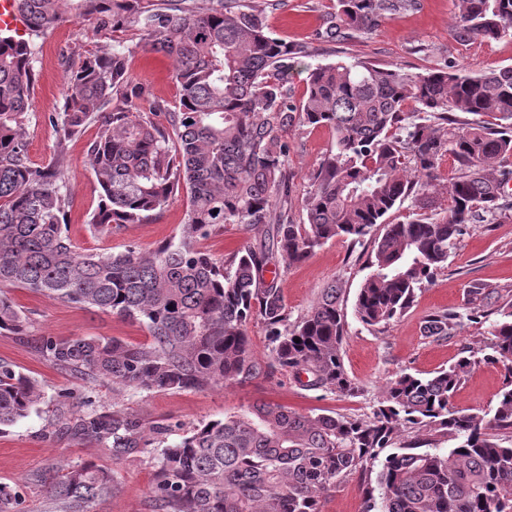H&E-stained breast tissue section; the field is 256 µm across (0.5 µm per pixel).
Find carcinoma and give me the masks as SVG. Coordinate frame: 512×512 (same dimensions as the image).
<instances>
[{
	"instance_id": "obj_1",
	"label": "carcinoma",
	"mask_w": 512,
	"mask_h": 512,
	"mask_svg": "<svg viewBox=\"0 0 512 512\" xmlns=\"http://www.w3.org/2000/svg\"><path fill=\"white\" fill-rule=\"evenodd\" d=\"M27 37L0 34V286L21 288L143 324L150 342L43 336L37 351L52 366L129 392L204 390L305 373L306 386L355 395L342 347L343 288L334 283L292 322L278 285L276 258L306 261L326 242L373 243L355 301L357 319L387 328L418 291L447 267L470 225L507 217L512 202V67L412 72L402 66L339 61L309 71L299 103L288 69L310 56L265 30L260 14L216 0L198 12L190 0H14ZM419 0H336L320 38L341 41L382 19L416 9ZM453 28L467 39L512 33V0H456ZM90 21L96 34L131 23L143 48L173 62L180 86L171 111L133 83L130 48L90 53L70 68L63 103L49 123L67 139L103 118L88 156L101 188L89 223L112 232L139 224L185 191L179 236L143 254L81 253L65 230L70 192L54 164L37 167L26 152L36 39L65 17ZM485 117L462 122L457 113ZM325 126L334 140L310 176L308 223L288 207L293 176L284 134L295 122ZM452 160L439 192L443 159ZM416 211L392 224L406 202ZM226 224L260 234L224 260L199 242ZM272 273L266 277V273ZM464 313L427 316L424 336L444 341L466 319L486 317L480 283ZM265 326L270 357L257 360L247 325ZM27 318L0 296V334L22 336ZM300 342H294V339ZM488 352L472 353L427 375L402 372L384 387L372 417L299 413L271 402L193 427L162 447L152 512H321L323 495L352 475L364 478L362 512H512V310L501 313ZM504 369L494 407L479 416L453 405L464 377L480 362ZM58 428L107 441L122 458L168 428L148 431L135 417L93 408L63 411ZM37 381L0 360V428L41 402ZM455 445L444 447L443 442ZM375 478H370V475ZM55 512H91L112 492L114 476L92 461L63 463L39 477ZM18 491L0 484V512H21Z\"/></svg>"
}]
</instances>
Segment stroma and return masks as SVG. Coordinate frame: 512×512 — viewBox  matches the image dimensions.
Segmentation results:
<instances>
[{"label":"stroma","instance_id":"obj_1","mask_svg":"<svg viewBox=\"0 0 512 512\" xmlns=\"http://www.w3.org/2000/svg\"><path fill=\"white\" fill-rule=\"evenodd\" d=\"M261 13L269 31L289 42L308 43L309 58L288 74L293 101L306 90L309 68L336 61H369L379 65L398 64L414 72L460 65L472 72L512 66V36L497 41H463L453 31L455 0H420L417 10L379 22L371 32L355 38L326 42L317 33L334 9L332 0H244ZM141 36L132 25L113 37L94 35L89 22L76 19L57 25L37 41L35 116L26 128L24 141L30 160L39 166L63 155V175L72 203L67 212V232L82 250L121 251L134 247L148 254L174 236L186 220V195L173 196L161 210L140 224H129L107 233L92 227L89 217L96 209L100 186L87 156V147L98 126L90 124L83 133L62 139L47 120L58 111L71 63L80 54L102 53L113 41L124 42L133 52L127 71L133 82L147 88L168 109L179 104V86L166 56L137 49ZM290 147L288 168L293 175L291 212L295 223L306 221L304 200L310 189L308 176L329 150L333 133L323 126L293 124L286 133ZM370 242L358 245L332 240L316 249L305 262H280L281 288L290 318L303 316L317 301L322 288L334 281L343 284L347 314V336L343 362L348 375L360 387L354 396L341 397L299 384L291 374L279 371L269 379L245 385L185 391H152L117 395L109 384L88 382L58 370L38 353L36 344L44 335L59 339L75 336L118 338L132 344L148 340L144 326L107 312L90 311L19 288L7 289L28 319L24 337L0 335V359L35 379L44 398L26 418L0 431V483L17 487L22 512H52L39 475L48 473L59 460L79 464L87 460L109 469L115 479L112 494L94 504L92 512H151L150 492L156 478V450L134 452L116 459L107 444L79 440L54 428L60 393H70L67 414H84V396H92L100 411L136 417L145 427H171V440H178L191 427L224 415L240 412L255 402L279 403L302 413L347 414L367 418L384 385L401 371L431 372L454 363L468 348L486 344L501 309L512 306V220L477 224L461 237L448 258V265L434 281L419 292L413 307L385 332L360 323L354 311L357 290L364 278ZM484 284L490 294L488 315L481 322H464L455 336L436 342L424 337L426 316L441 311H464L471 283ZM504 385L502 368L479 364L466 377L455 395L457 406L483 413L492 406Z\"/></svg>","mask_w":512,"mask_h":512}]
</instances>
